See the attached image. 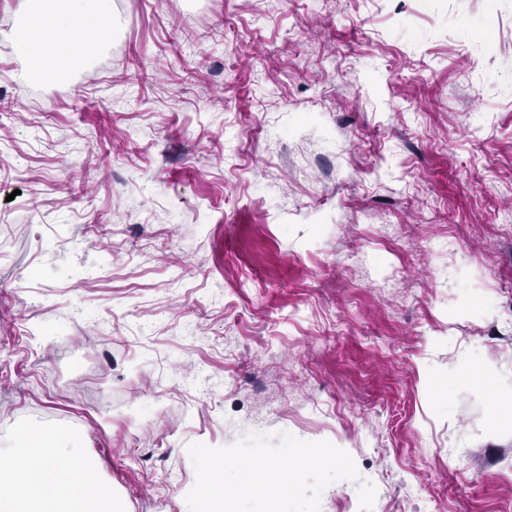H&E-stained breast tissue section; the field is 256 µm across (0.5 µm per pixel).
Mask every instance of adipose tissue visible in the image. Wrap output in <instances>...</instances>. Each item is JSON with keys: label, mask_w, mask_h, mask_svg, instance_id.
Segmentation results:
<instances>
[{"label": "adipose tissue", "mask_w": 512, "mask_h": 512, "mask_svg": "<svg viewBox=\"0 0 512 512\" xmlns=\"http://www.w3.org/2000/svg\"><path fill=\"white\" fill-rule=\"evenodd\" d=\"M18 49L33 77L62 82L112 36V0H28ZM0 512H118L111 487L66 434L27 431L0 459Z\"/></svg>", "instance_id": "ef3b65f1"}]
</instances>
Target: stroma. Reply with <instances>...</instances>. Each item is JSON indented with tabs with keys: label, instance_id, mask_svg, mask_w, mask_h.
I'll list each match as a JSON object with an SVG mask.
<instances>
[{
	"label": "stroma",
	"instance_id": "35a3bbf8",
	"mask_svg": "<svg viewBox=\"0 0 512 512\" xmlns=\"http://www.w3.org/2000/svg\"><path fill=\"white\" fill-rule=\"evenodd\" d=\"M0 0V449L72 434L125 512L188 447L328 441L378 512H512V0H112L34 80Z\"/></svg>",
	"mask_w": 512,
	"mask_h": 512
}]
</instances>
